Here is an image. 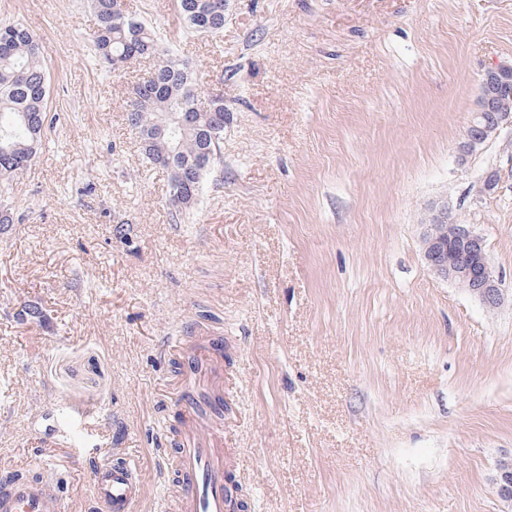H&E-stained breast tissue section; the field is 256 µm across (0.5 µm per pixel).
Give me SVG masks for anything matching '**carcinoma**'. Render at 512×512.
<instances>
[{
    "mask_svg": "<svg viewBox=\"0 0 512 512\" xmlns=\"http://www.w3.org/2000/svg\"><path fill=\"white\" fill-rule=\"evenodd\" d=\"M210 0H177L188 28L198 33L224 30V13ZM97 28L92 41L102 63L120 70L130 58L156 57L157 66L140 82L138 100L127 113L131 130L150 163L169 175L170 193L182 215L201 196L224 139V99L197 107V84L187 62L168 53L144 22L117 16L114 0H92ZM48 74L41 44L27 26L0 27V180L28 169L47 121Z\"/></svg>",
    "mask_w": 512,
    "mask_h": 512,
    "instance_id": "cac0c4a2",
    "label": "carcinoma"
}]
</instances>
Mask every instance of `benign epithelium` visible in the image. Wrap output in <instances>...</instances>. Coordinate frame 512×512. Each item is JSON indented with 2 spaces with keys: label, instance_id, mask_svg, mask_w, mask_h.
Masks as SVG:
<instances>
[{
  "label": "benign epithelium",
  "instance_id": "7a95c632",
  "mask_svg": "<svg viewBox=\"0 0 512 512\" xmlns=\"http://www.w3.org/2000/svg\"><path fill=\"white\" fill-rule=\"evenodd\" d=\"M512 72L511 64L491 68L482 76L477 110L465 129L460 151L472 153L492 139L503 125L512 124V113L499 101L497 81ZM424 257L434 274L477 296L489 308L502 301L483 239L466 224L456 223L448 208L431 210L423 238ZM499 494L512 500V461L499 466Z\"/></svg>",
  "mask_w": 512,
  "mask_h": 512
}]
</instances>
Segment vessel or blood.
<instances>
[{
	"instance_id": "b4317fda",
	"label": "vessel or blood",
	"mask_w": 512,
	"mask_h": 512,
	"mask_svg": "<svg viewBox=\"0 0 512 512\" xmlns=\"http://www.w3.org/2000/svg\"><path fill=\"white\" fill-rule=\"evenodd\" d=\"M184 349L181 379L172 393L177 421L170 439V482L177 489L178 512H232L235 481L224 458V339L196 324L180 337ZM210 393L206 409L197 406L199 379ZM90 512H136L143 497L142 473L130 459L105 457L90 474ZM71 505L49 474L0 472V512H70Z\"/></svg>"
}]
</instances>
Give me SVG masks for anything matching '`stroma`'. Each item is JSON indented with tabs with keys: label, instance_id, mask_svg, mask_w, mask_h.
<instances>
[{
	"label": "stroma",
	"instance_id": "35a3bbf8",
	"mask_svg": "<svg viewBox=\"0 0 512 512\" xmlns=\"http://www.w3.org/2000/svg\"><path fill=\"white\" fill-rule=\"evenodd\" d=\"M124 6L200 104L223 98L219 159L176 216L127 123L149 61L99 64L91 0H0L50 74L42 150L0 184V467L63 464L78 510L107 448L155 512L166 345L202 319L246 512H512V126L459 149L484 71L512 62V0H224L214 36L176 0ZM442 205L483 238L497 309L430 271Z\"/></svg>",
	"mask_w": 512,
	"mask_h": 512
}]
</instances>
